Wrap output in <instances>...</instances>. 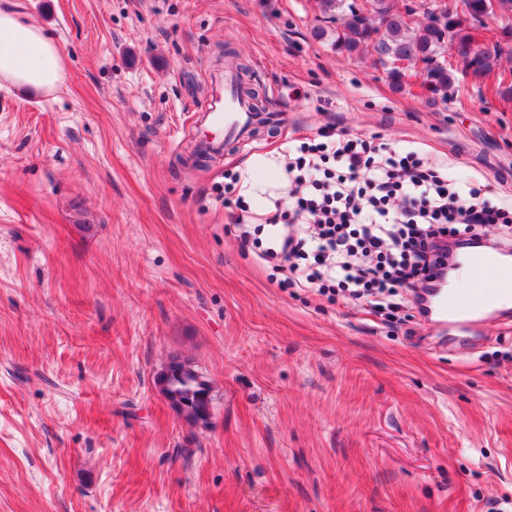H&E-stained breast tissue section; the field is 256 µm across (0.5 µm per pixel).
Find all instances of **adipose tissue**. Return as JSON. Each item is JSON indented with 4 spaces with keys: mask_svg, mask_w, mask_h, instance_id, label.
Returning a JSON list of instances; mask_svg holds the SVG:
<instances>
[{
    "mask_svg": "<svg viewBox=\"0 0 512 512\" xmlns=\"http://www.w3.org/2000/svg\"><path fill=\"white\" fill-rule=\"evenodd\" d=\"M64 76L61 52L51 36L0 9V82L27 91L54 89Z\"/></svg>",
    "mask_w": 512,
    "mask_h": 512,
    "instance_id": "obj_1",
    "label": "adipose tissue"
}]
</instances>
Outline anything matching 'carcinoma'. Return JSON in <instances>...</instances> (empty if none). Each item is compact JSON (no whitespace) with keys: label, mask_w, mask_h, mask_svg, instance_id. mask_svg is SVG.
I'll list each match as a JSON object with an SVG mask.
<instances>
[{"label":"carcinoma","mask_w":512,"mask_h":512,"mask_svg":"<svg viewBox=\"0 0 512 512\" xmlns=\"http://www.w3.org/2000/svg\"><path fill=\"white\" fill-rule=\"evenodd\" d=\"M472 17L479 19L489 14L497 22L498 39L482 46L475 45L473 31L457 24L448 13V0H430L431 7L439 9L452 28L448 40L442 31L428 21H417L407 4L400 6L394 0H318V9L324 22L336 23V50L349 54L371 51L391 61L388 74L398 82L404 76L397 63L422 64L421 72L429 91L445 99L448 92L460 88L456 69L445 59L447 47L456 48L462 56H472L475 62L473 77L482 83L495 72L502 55H512V0H468ZM157 382L165 396H177L195 402L204 410L203 395L208 386L191 369L179 375L160 372Z\"/></svg>","instance_id":"1"}]
</instances>
